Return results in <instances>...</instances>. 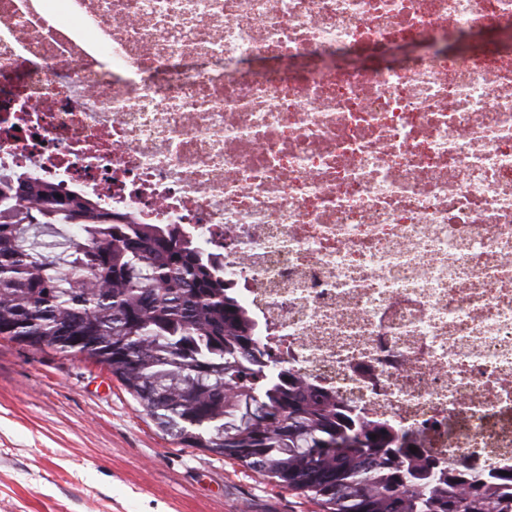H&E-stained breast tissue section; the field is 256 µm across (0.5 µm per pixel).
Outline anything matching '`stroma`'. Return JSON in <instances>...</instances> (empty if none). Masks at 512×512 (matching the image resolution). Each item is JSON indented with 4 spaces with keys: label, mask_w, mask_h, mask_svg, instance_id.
Instances as JSON below:
<instances>
[{
    "label": "stroma",
    "mask_w": 512,
    "mask_h": 512,
    "mask_svg": "<svg viewBox=\"0 0 512 512\" xmlns=\"http://www.w3.org/2000/svg\"><path fill=\"white\" fill-rule=\"evenodd\" d=\"M0 512H323L161 432L107 367L0 337Z\"/></svg>",
    "instance_id": "1"
}]
</instances>
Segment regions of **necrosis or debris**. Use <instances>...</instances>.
<instances>
[{"label":"necrosis or debris","instance_id":"necrosis-or-debris-1","mask_svg":"<svg viewBox=\"0 0 512 512\" xmlns=\"http://www.w3.org/2000/svg\"><path fill=\"white\" fill-rule=\"evenodd\" d=\"M177 224L262 346L512 467V0H0V175Z\"/></svg>","mask_w":512,"mask_h":512}]
</instances>
